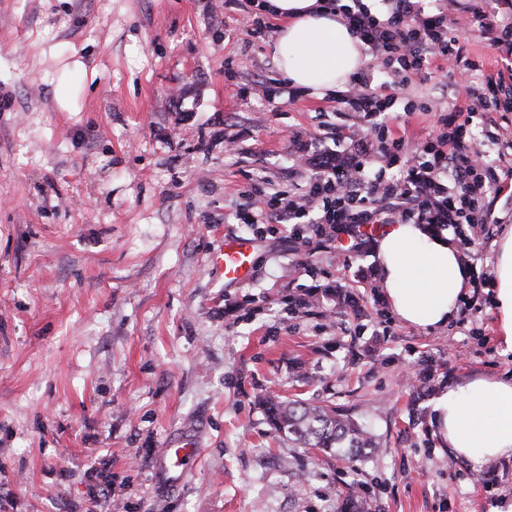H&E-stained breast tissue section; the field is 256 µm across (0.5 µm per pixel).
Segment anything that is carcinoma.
I'll return each instance as SVG.
<instances>
[{
	"label": "carcinoma",
	"instance_id": "obj_1",
	"mask_svg": "<svg viewBox=\"0 0 512 512\" xmlns=\"http://www.w3.org/2000/svg\"><path fill=\"white\" fill-rule=\"evenodd\" d=\"M267 420L279 437L296 448H315L357 469L356 462L369 456L376 442L354 420L334 407L304 401L262 400Z\"/></svg>",
	"mask_w": 512,
	"mask_h": 512
}]
</instances>
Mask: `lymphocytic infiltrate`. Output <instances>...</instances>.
<instances>
[{"instance_id": "obj_1", "label": "lymphocytic infiltrate", "mask_w": 512, "mask_h": 512, "mask_svg": "<svg viewBox=\"0 0 512 512\" xmlns=\"http://www.w3.org/2000/svg\"><path fill=\"white\" fill-rule=\"evenodd\" d=\"M330 10H341L349 29L366 45L373 63L391 73L387 93L369 89L370 73H357L342 101L373 121L387 112L399 90L425 81L433 59L458 62L463 47L448 24L458 0H438L435 11H426L423 0H388L385 18L373 15L363 0L339 8L338 0H325ZM486 91L470 90L468 114L512 110V68L488 77ZM401 140L382 147L385 166L367 167L368 148L357 141L344 157L319 163V171L307 182L300 201L286 199L272 190L260 201L257 213L242 217L246 224H301L310 213L320 212L321 223L333 225L336 233H351L359 224L371 223L386 213L388 222L399 224L470 225L473 233L487 232L491 211L476 213L475 197L482 188L502 194L512 188V168L497 172L488 154L472 149L465 125L439 126L425 142L406 176L386 177L385 167L397 165Z\"/></svg>"}]
</instances>
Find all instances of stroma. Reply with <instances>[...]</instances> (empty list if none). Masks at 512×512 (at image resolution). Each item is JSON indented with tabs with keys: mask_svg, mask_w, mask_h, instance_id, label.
Returning a JSON list of instances; mask_svg holds the SVG:
<instances>
[{
	"mask_svg": "<svg viewBox=\"0 0 512 512\" xmlns=\"http://www.w3.org/2000/svg\"><path fill=\"white\" fill-rule=\"evenodd\" d=\"M477 3L512 23V0H463L452 33L478 68L433 69L407 91L426 111L386 113L405 159L501 66ZM280 27L253 0H0V512H87L102 486L97 512H340L351 487L372 512L512 504V460L454 457L434 411L452 386L512 375L493 240L456 235L484 285L429 331L387 304L376 238L309 257L291 225L240 219L267 187L298 199L323 155L377 138L338 95L262 97L259 82L286 83ZM76 58L86 71L67 73ZM502 127L512 112L467 130L507 168ZM236 236L252 272L229 284L210 258ZM268 396L336 405L377 452L354 471L292 448ZM188 432L201 456L166 485L159 453ZM295 454L300 476L280 464Z\"/></svg>",
	"mask_w": 512,
	"mask_h": 512,
	"instance_id": "35a3bbf8",
	"label": "stroma"
}]
</instances>
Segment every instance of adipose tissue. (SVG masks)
<instances>
[{
  "instance_id": "obj_1",
  "label": "adipose tissue",
  "mask_w": 512,
  "mask_h": 512,
  "mask_svg": "<svg viewBox=\"0 0 512 512\" xmlns=\"http://www.w3.org/2000/svg\"><path fill=\"white\" fill-rule=\"evenodd\" d=\"M265 7L284 21L275 52L291 85L322 95L363 66L362 42L322 0H266ZM376 254L386 301L403 323L434 329L456 318L471 271L453 236L423 224H394ZM493 293L502 350L512 352V225L496 242ZM434 410L438 433L456 457L475 464L512 457V376L449 388Z\"/></svg>"
}]
</instances>
